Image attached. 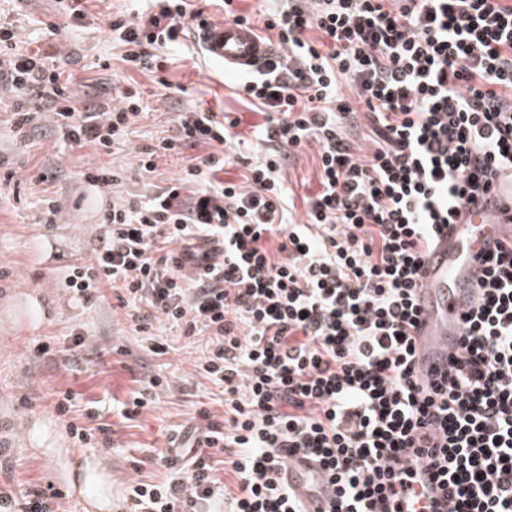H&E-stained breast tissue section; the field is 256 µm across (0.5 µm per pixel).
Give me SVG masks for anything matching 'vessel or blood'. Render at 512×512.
Here are the masks:
<instances>
[{
    "mask_svg": "<svg viewBox=\"0 0 512 512\" xmlns=\"http://www.w3.org/2000/svg\"><path fill=\"white\" fill-rule=\"evenodd\" d=\"M200 39L214 62L227 70L249 72L265 59L270 48L249 25L217 22L202 29ZM512 243V179L495 178L454 214L452 224L424 257L422 286L416 296L420 322L414 332V373L426 386L448 371L462 351V316L475 306V283L484 255ZM420 496L417 512H444V490L429 469L417 472ZM285 477L306 512H326L332 488L319 466L302 454L287 457Z\"/></svg>",
    "mask_w": 512,
    "mask_h": 512,
    "instance_id": "b4317fda",
    "label": "vessel or blood"
}]
</instances>
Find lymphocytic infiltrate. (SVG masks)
Segmentation results:
<instances>
[{
  "instance_id": "1",
  "label": "lymphocytic infiltrate",
  "mask_w": 512,
  "mask_h": 512,
  "mask_svg": "<svg viewBox=\"0 0 512 512\" xmlns=\"http://www.w3.org/2000/svg\"><path fill=\"white\" fill-rule=\"evenodd\" d=\"M59 0L41 43L0 22V91L14 126L49 116L73 149L110 155L148 107L135 74L167 97L174 50L211 22L262 19L272 54L236 86L261 123L179 107L174 133L138 151L139 191L104 209L88 260L64 288L88 303L119 289L136 332L164 321L208 338L194 364L222 387L224 415L197 412L201 436L170 476L131 482L127 512H304L279 474L282 450L320 460L337 488L329 512H400L414 467L446 488L447 512H512V247L486 260L465 345L434 394L414 373V294L441 226L512 174V0H134L102 19L123 74L81 99L53 50L88 16ZM202 147L163 183L164 158ZM316 151V189L294 215L286 170ZM241 167V181L223 177ZM55 410L78 442H112L94 411ZM38 486L0 488V512H58Z\"/></svg>"
}]
</instances>
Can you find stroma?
<instances>
[{"instance_id": "stroma-1", "label": "stroma", "mask_w": 512, "mask_h": 512, "mask_svg": "<svg viewBox=\"0 0 512 512\" xmlns=\"http://www.w3.org/2000/svg\"><path fill=\"white\" fill-rule=\"evenodd\" d=\"M55 10V0H0V20L13 23L21 39L40 34V20ZM112 44L98 19L87 18L61 43L71 60L77 94L110 86L111 70L101 60L111 59ZM218 63L195 68L184 61L170 70L171 81L183 84V104L200 103L214 111L240 113L245 125L259 123L235 94L234 75L214 78ZM0 160L15 177L0 189V443L8 450L5 461L11 485L31 484L61 492L60 512H85L84 500L67 490L63 463L46 456L49 448H69L81 456L65 423L54 409L53 394L71 390L80 410H93L111 424L112 444L95 445L93 452L106 459L118 490L136 479L159 482L167 471L154 452L180 438L199 403H210L215 416L224 408L215 402L216 385L192 371L202 356L205 337H186L167 324L154 325L151 335L136 333L114 291L104 299L84 303L62 287L67 265L86 259L100 217L112 195L83 183L82 169L102 163L101 155L85 148L73 150L57 136L16 131L8 104H0ZM49 173L48 181L37 178ZM60 206L58 221L48 224V200ZM83 336V360L66 367L61 349L74 336ZM165 346L154 353V343ZM167 379L168 393L141 410L136 419L123 420L116 408L140 390L145 375Z\"/></svg>"}]
</instances>
